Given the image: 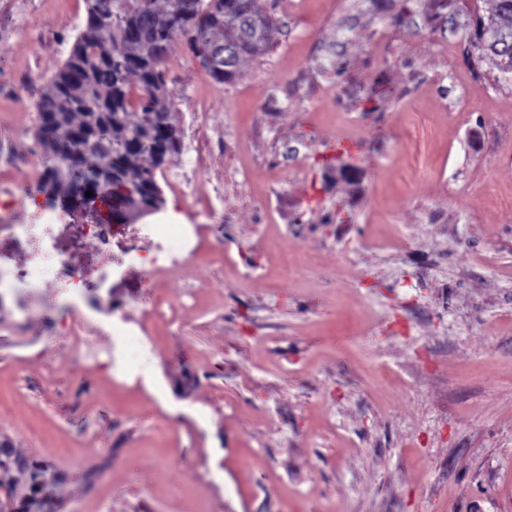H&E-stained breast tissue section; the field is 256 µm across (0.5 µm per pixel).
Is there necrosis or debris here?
Returning a JSON list of instances; mask_svg holds the SVG:
<instances>
[{"label": "necrosis or debris", "mask_w": 512, "mask_h": 512, "mask_svg": "<svg viewBox=\"0 0 512 512\" xmlns=\"http://www.w3.org/2000/svg\"><path fill=\"white\" fill-rule=\"evenodd\" d=\"M23 190V185L0 182V234L14 238L25 253L21 265L8 270L0 268V287L43 283L52 288V297L46 305L24 309L25 320L53 321L67 329L76 323H92L93 313L100 307L111 306L112 299L90 297L83 267L54 247L53 230L67 221L68 211L32 194L28 197L32 209L26 222L14 223L11 219L14 199ZM200 230L197 224L174 222L142 225L133 245L111 257L112 269L118 272L128 264L138 263L144 272L145 284H152L158 272L175 268L197 256L196 240Z\"/></svg>", "instance_id": "4bbe7bcc"}]
</instances>
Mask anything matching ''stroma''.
I'll return each mask as SVG.
<instances>
[{"label":"stroma","mask_w":512,"mask_h":512,"mask_svg":"<svg viewBox=\"0 0 512 512\" xmlns=\"http://www.w3.org/2000/svg\"><path fill=\"white\" fill-rule=\"evenodd\" d=\"M265 54L163 67L182 148L147 223L199 256L109 280L154 354L0 301V442L55 512H512V75L473 45L495 0H256ZM87 0H0V180L47 159L37 103ZM57 230L90 280L107 260Z\"/></svg>","instance_id":"1"}]
</instances>
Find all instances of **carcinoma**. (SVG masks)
<instances>
[{"label":"carcinoma","instance_id":"carcinoma-1","mask_svg":"<svg viewBox=\"0 0 512 512\" xmlns=\"http://www.w3.org/2000/svg\"><path fill=\"white\" fill-rule=\"evenodd\" d=\"M86 25L63 67L49 80L38 102L36 140L57 160L77 158L69 179L44 170L54 189L74 192L78 182L115 171L138 188L142 201L163 203L157 170L180 149L173 93L163 65L172 43L186 40L198 54L201 44L236 37L227 63L208 70L215 80L232 79L241 61L266 52L277 19L255 8V0H115L124 25L112 23L102 0H87ZM247 14L259 36L234 35L239 15ZM476 47L512 57V42H483L484 19L476 18Z\"/></svg>","mask_w":512,"mask_h":512}]
</instances>
